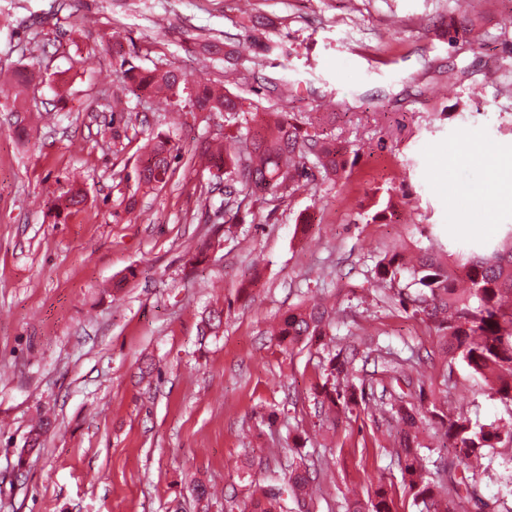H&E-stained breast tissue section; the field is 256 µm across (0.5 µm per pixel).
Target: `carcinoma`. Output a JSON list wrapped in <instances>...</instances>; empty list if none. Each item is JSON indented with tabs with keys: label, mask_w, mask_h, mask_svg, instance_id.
I'll return each instance as SVG.
<instances>
[{
	"label": "carcinoma",
	"mask_w": 512,
	"mask_h": 512,
	"mask_svg": "<svg viewBox=\"0 0 512 512\" xmlns=\"http://www.w3.org/2000/svg\"><path fill=\"white\" fill-rule=\"evenodd\" d=\"M255 54L238 66L256 72L262 58L272 50L262 37H253ZM123 76L145 88L157 100V109L178 107L187 89V78L178 68L142 69L129 66ZM191 112H222L233 117L243 111V99L227 88L203 87L188 94ZM181 148L169 138L156 136L144 147L135 170L137 185L155 189L164 186L174 173L173 164ZM347 146L327 140L322 134L293 120L284 112H264L262 121L233 137L229 143L213 137L194 149L193 156L204 162L208 172L224 173L215 189L224 194V223L241 224L243 203L293 194L304 181L320 175L328 179L346 169ZM58 208L72 209L84 204L87 195L75 182L57 197ZM376 285L390 288L387 299H397L400 308L434 325L438 333L437 353L443 360L460 362L484 378L488 395L512 403V230L489 250L460 252L442 258L428 248L406 259L392 250L378 259L371 269ZM333 330L326 306L315 303L288 310L281 317L276 335L292 347L322 338ZM358 355L353 348L344 355L326 360L322 382L314 388L317 405L330 415L341 409L366 406V387L346 388L336 384L338 377L353 374ZM392 417L401 426V452L397 454L403 484L413 495L419 512H472L482 499L475 478L457 477L453 466H442L448 481L429 476L426 456L419 436L421 417L410 403L398 397L389 403ZM427 413L442 431V447L454 450L464 470L469 461L483 455L484 449L512 444V423L477 424L463 412H450L431 404ZM288 486L294 499L304 503L315 490L310 468L288 465ZM251 512H283L279 494L269 491L252 499ZM347 512H394L393 499L384 484L374 497L355 501Z\"/></svg>",
	"instance_id": "cac0c4a2"
}]
</instances>
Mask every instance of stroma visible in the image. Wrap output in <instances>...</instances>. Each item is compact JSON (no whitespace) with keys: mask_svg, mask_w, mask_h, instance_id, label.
<instances>
[{"mask_svg":"<svg viewBox=\"0 0 512 512\" xmlns=\"http://www.w3.org/2000/svg\"><path fill=\"white\" fill-rule=\"evenodd\" d=\"M447 19L448 0H0V82L25 64L39 73L18 100L0 97V512H249L304 456L329 461L310 512H345L381 480L397 512H416L390 413H315L322 363L352 346L405 363L416 406L512 419L371 278L388 251L445 255L512 228L499 178L512 164V0H482L475 46L439 36ZM255 26L273 49L260 79L242 73L232 91L298 118L328 108L325 136L356 161L228 235L190 150L252 114L173 124L121 62L220 87L225 34L249 57ZM157 134L183 153L164 187H137ZM74 172L87 201L57 211ZM385 196L396 219L371 222ZM316 294L333 306L334 340L289 349L270 336ZM43 413L51 424L26 452ZM511 473L512 447L486 450L478 490L497 512H512ZM195 478L216 491L207 504Z\"/></svg>","mask_w":512,"mask_h":512,"instance_id":"1","label":"stroma"}]
</instances>
